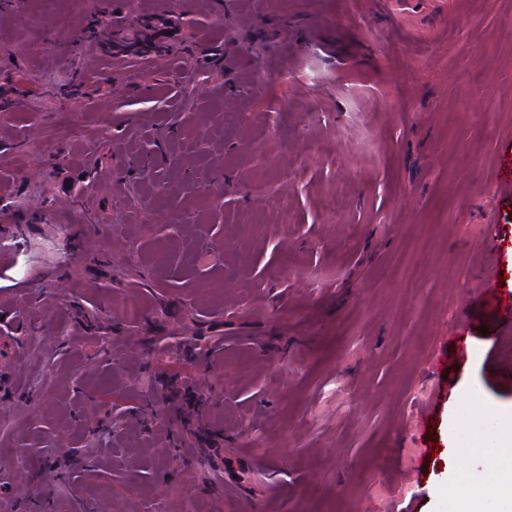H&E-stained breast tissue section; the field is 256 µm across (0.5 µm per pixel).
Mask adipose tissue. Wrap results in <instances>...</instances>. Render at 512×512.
<instances>
[{
  "instance_id": "1",
  "label": "adipose tissue",
  "mask_w": 512,
  "mask_h": 512,
  "mask_svg": "<svg viewBox=\"0 0 512 512\" xmlns=\"http://www.w3.org/2000/svg\"><path fill=\"white\" fill-rule=\"evenodd\" d=\"M456 463L438 512H512V410L490 409L478 387L465 390L448 427Z\"/></svg>"
}]
</instances>
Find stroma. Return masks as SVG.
Instances as JSON below:
<instances>
[{
    "instance_id": "stroma-1",
    "label": "stroma",
    "mask_w": 512,
    "mask_h": 512,
    "mask_svg": "<svg viewBox=\"0 0 512 512\" xmlns=\"http://www.w3.org/2000/svg\"><path fill=\"white\" fill-rule=\"evenodd\" d=\"M445 18L0 0V512H435L512 407V0Z\"/></svg>"
}]
</instances>
